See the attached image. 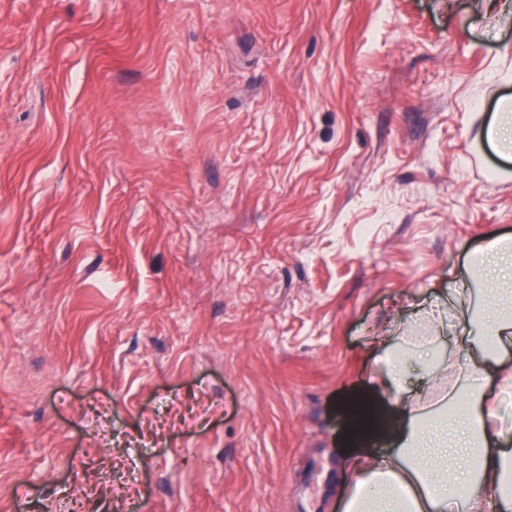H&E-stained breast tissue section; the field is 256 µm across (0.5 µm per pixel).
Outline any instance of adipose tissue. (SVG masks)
<instances>
[{
  "mask_svg": "<svg viewBox=\"0 0 512 512\" xmlns=\"http://www.w3.org/2000/svg\"><path fill=\"white\" fill-rule=\"evenodd\" d=\"M470 265L512 283V242L475 252ZM470 365L476 375L465 388L467 407L456 425L406 407L410 432L394 459L379 466L354 449L361 490L349 500L348 512H458L463 491L478 475L483 483L469 500V512H512V432L499 429L498 402L484 390L493 376L501 393L512 392V368L485 352Z\"/></svg>",
  "mask_w": 512,
  "mask_h": 512,
  "instance_id": "1",
  "label": "adipose tissue"
}]
</instances>
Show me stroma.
I'll return each instance as SVG.
<instances>
[{"instance_id":"1","label":"stroma","mask_w":512,"mask_h":512,"mask_svg":"<svg viewBox=\"0 0 512 512\" xmlns=\"http://www.w3.org/2000/svg\"><path fill=\"white\" fill-rule=\"evenodd\" d=\"M487 2L0 0V512H344L385 350L443 411L512 240ZM470 268H478L483 275L493 276L492 283H512V249L508 240H501L489 250L477 251L470 260Z\"/></svg>"}]
</instances>
